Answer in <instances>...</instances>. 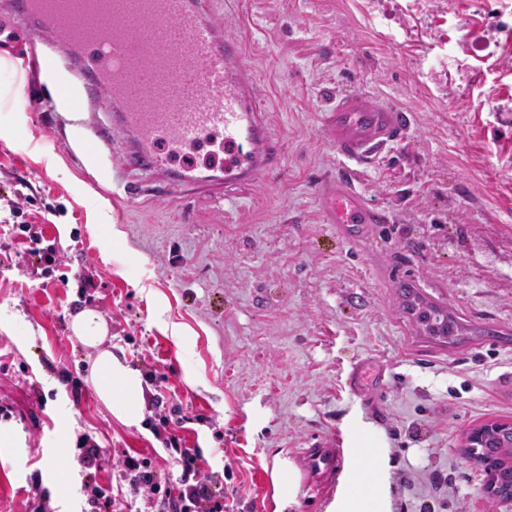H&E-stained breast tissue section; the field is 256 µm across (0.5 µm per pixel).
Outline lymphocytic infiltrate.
<instances>
[{
    "instance_id": "1",
    "label": "lymphocytic infiltrate",
    "mask_w": 512,
    "mask_h": 512,
    "mask_svg": "<svg viewBox=\"0 0 512 512\" xmlns=\"http://www.w3.org/2000/svg\"><path fill=\"white\" fill-rule=\"evenodd\" d=\"M24 196L7 199L13 217L21 221L20 229L42 271L56 274L58 282L68 283L64 272L65 260L55 247L45 245L44 217L41 212L24 209ZM148 410L153 434L168 450L173 463L179 467L177 478L163 476L150 458L121 452L115 465L127 481L131 496L142 500L150 512H224V491L215 473L205 472L198 449L187 447L180 431L185 418L180 406H167L163 396L154 395ZM78 463L84 476V489L92 504V512H121L122 506L111 496L110 489L101 485L97 475L109 454L90 434L77 440Z\"/></svg>"
}]
</instances>
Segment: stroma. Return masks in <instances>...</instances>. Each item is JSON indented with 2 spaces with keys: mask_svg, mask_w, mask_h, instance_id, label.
<instances>
[{
  "mask_svg": "<svg viewBox=\"0 0 512 512\" xmlns=\"http://www.w3.org/2000/svg\"><path fill=\"white\" fill-rule=\"evenodd\" d=\"M239 2L231 16L210 7L258 75L284 166L222 199L127 197L119 140L96 158L60 144L56 114L28 108L9 61L25 34L0 16V196L53 209L45 235L71 268L65 285L36 274L0 223V512H33L36 485L51 512H86L84 433L175 470L148 426L122 423L85 382L91 351L70 328L83 308L127 364L167 375L229 512H267L270 462L291 482L276 512H341L363 448L376 512H512L465 448L485 423H512V342L451 348L415 319L441 294L460 336L487 317L512 331V0ZM356 89L413 113L409 136L361 169L393 218L368 239L339 237L313 193L339 170L318 115ZM357 365L384 389L352 392ZM327 435L346 456L324 496L299 462Z\"/></svg>",
  "mask_w": 512,
  "mask_h": 512,
  "instance_id": "1",
  "label": "stroma"
}]
</instances>
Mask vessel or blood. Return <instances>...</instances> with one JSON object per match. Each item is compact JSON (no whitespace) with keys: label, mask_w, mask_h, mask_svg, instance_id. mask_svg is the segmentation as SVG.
Here are the masks:
<instances>
[{"label":"vessel or blood","mask_w":512,"mask_h":512,"mask_svg":"<svg viewBox=\"0 0 512 512\" xmlns=\"http://www.w3.org/2000/svg\"><path fill=\"white\" fill-rule=\"evenodd\" d=\"M7 9L28 31L19 57L48 106L111 114L123 172L148 175L151 188L173 194L213 195L282 169L256 75L207 0H8ZM319 122L342 160L365 165L408 133L411 115L354 90L337 96ZM213 134L224 145L219 174L174 170V155ZM313 190L325 223L343 237L367 236L391 220L353 179L321 180ZM304 457L305 474H332L344 451L327 437Z\"/></svg>","instance_id":"obj_1"}]
</instances>
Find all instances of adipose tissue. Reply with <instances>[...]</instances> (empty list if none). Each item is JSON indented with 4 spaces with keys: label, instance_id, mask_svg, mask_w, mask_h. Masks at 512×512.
<instances>
[{
    "label": "adipose tissue",
    "instance_id": "obj_1",
    "mask_svg": "<svg viewBox=\"0 0 512 512\" xmlns=\"http://www.w3.org/2000/svg\"><path fill=\"white\" fill-rule=\"evenodd\" d=\"M75 338L93 352L87 380L107 410L128 425L144 419V391L138 370L123 363L107 343L109 329L104 319L89 308L71 321Z\"/></svg>",
    "mask_w": 512,
    "mask_h": 512
}]
</instances>
